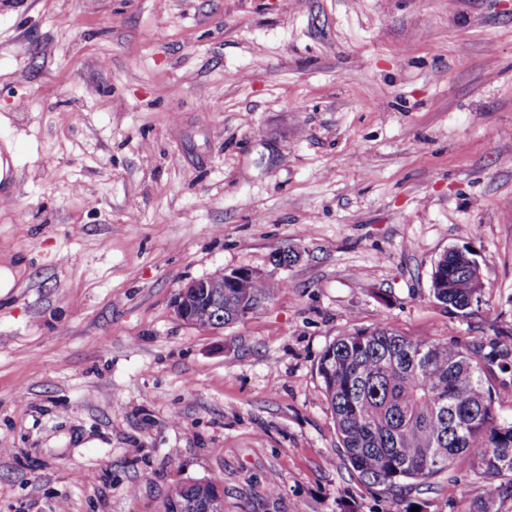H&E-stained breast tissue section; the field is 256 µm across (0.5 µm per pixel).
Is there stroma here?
<instances>
[{
    "label": "stroma",
    "instance_id": "35a3bbf8",
    "mask_svg": "<svg viewBox=\"0 0 512 512\" xmlns=\"http://www.w3.org/2000/svg\"><path fill=\"white\" fill-rule=\"evenodd\" d=\"M0 142V512H163L196 480L224 512H474L466 458L363 484L317 366L380 323L512 340V0H0ZM453 247L485 284L463 315L430 293ZM241 267L286 291L178 319ZM264 276L265 274L257 269L238 268L222 271L218 278L211 275L192 280L182 286L176 294L174 311L180 320L195 326L197 299L204 295L210 306L224 308V326H228L240 312H249L251 315L260 312L267 303L286 289L284 283L267 279L256 281L253 288H250L255 279ZM225 288H233L235 291L250 288V295L246 300H233L224 294ZM225 291L229 293L227 289Z\"/></svg>",
    "mask_w": 512,
    "mask_h": 512
}]
</instances>
